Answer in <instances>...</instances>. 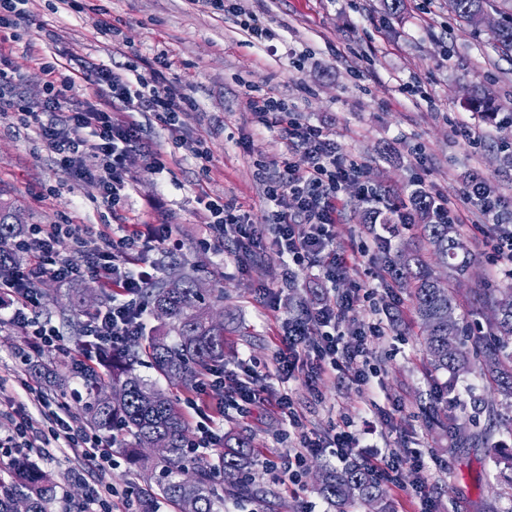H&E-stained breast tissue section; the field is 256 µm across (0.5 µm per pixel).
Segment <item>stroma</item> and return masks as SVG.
I'll return each instance as SVG.
<instances>
[{"label":"stroma","mask_w":512,"mask_h":512,"mask_svg":"<svg viewBox=\"0 0 512 512\" xmlns=\"http://www.w3.org/2000/svg\"><path fill=\"white\" fill-rule=\"evenodd\" d=\"M112 23L100 32L96 17L77 13L65 0H29L28 24L5 40L14 71L0 94L38 104L45 96L41 61L71 53L113 68L129 58L151 60L157 49L169 52L167 78L174 91L187 92L195 107L180 116L178 138H171L153 114H138L144 138L167 156L168 173L152 178L140 155H131L127 180L132 189L116 212L83 181L57 165L49 147L23 128L13 110H0V196L11 199L22 224H170L177 248L143 252L131 262L167 259L191 274L206 293L223 292L213 314L224 323L225 370L240 371L253 360L272 363L287 318L312 306V270L299 271L294 283L283 279V260L272 247L234 256L231 245L209 234L201 215L202 197L224 200L252 223L269 224L276 207L257 178L259 166L275 167L284 151L279 130L255 132L245 109L249 91L285 100L301 118L324 125L347 160L360 166L357 180L341 193L342 208L332 229L337 250L364 248L355 271L337 280L336 290L375 283L386 255L423 249L417 226L400 229L386 249L372 247L364 224L369 208L407 202L412 191L456 200L467 217L459 231L474 254L471 277L452 282L457 315L471 327L484 326L471 290L475 285L502 288L512 282L494 271L496 262L482 219L463 196L472 177L486 180L512 203V53L502 51L491 24L471 27L449 14L446 0H404L396 15H386L384 0H240L270 35L256 40L234 17L204 13L190 0H99ZM483 86L500 106L497 122L473 112L467 99ZM207 151L201 170L194 150ZM379 191L373 202L360 200L361 187ZM70 286L47 280L40 285L39 311L58 328L63 342L78 350L75 327L83 314L61 315ZM378 307L395 322L386 335L373 337L376 371L369 389L344 374L324 376L318 391L303 378L287 388L309 432L326 437L331 425L355 421L363 444L405 456L417 451L447 462L433 472L428 494L436 512H512V486L495 462L494 445L512 446V408L479 371L452 376L434 371L423 345L411 290L394 285L379 293ZM400 406L392 423L375 407ZM447 411L444 425H428L425 409ZM224 429L251 438L257 450L251 479L266 491L264 500L225 501L224 512H336L317 491L327 452L306 456L298 485H284L269 462L291 443L288 428L262 407L241 415L228 411ZM72 504L84 503L99 478L123 491L138 485L128 462L99 475L76 455L52 451L41 458Z\"/></svg>","instance_id":"stroma-1"}]
</instances>
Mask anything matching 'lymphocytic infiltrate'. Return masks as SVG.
Returning a JSON list of instances; mask_svg holds the SVG:
<instances>
[{
  "mask_svg": "<svg viewBox=\"0 0 512 512\" xmlns=\"http://www.w3.org/2000/svg\"><path fill=\"white\" fill-rule=\"evenodd\" d=\"M172 61L166 50H158L148 63V74L138 84H130L124 75L112 68L79 56L45 63L49 77L47 94L38 105L19 108L15 99L0 96V107L19 108L21 124L31 129L56 154L61 170L89 184L108 208L125 197L129 183L125 179L126 162L131 153H139L149 175L166 172L161 150L144 141L135 113H154L170 133H177L179 115L190 105L187 94H174L166 73ZM86 81L95 88V100L74 105L70 92L76 83ZM247 109L256 126L279 128L285 145V157L276 170L260 169L266 184L268 200L278 203L275 222L270 232L245 222L232 207L219 200L205 205V219L215 238L232 236L236 249L270 237L271 244L285 259L283 277L293 281L298 270L317 267L327 281L349 273L355 265L354 254L331 249V229L336 222L339 192L355 179L358 169L345 163L339 146L323 127L300 121L287 104L274 96L249 95ZM303 152L308 158L305 170H297L290 161L292 154ZM463 195L494 225V249L498 262L512 265V225L504 223V203L485 180H472ZM76 237L84 248L63 255L55 244L60 234ZM174 230L169 224H135L116 233L91 224H34L15 242L14 249L23 254L21 263L0 270V298L12 307L9 325L19 328L29 347L43 351H61L58 330L36 314L38 286L52 279L73 283L93 276L109 294L102 309L88 313L83 334L88 342L123 349L127 341L142 335L146 329L147 310L138 302L140 294L156 277L155 266L131 270L127 255L136 246L158 248L176 246ZM393 276L384 272L378 285L356 284L352 291L336 294L323 291L317 305L303 318L284 320V347L275 357V375L288 382L299 369L303 352L313 351L316 363L307 374L309 387H316L326 374L339 371L361 388H368L374 371L369 336H382L386 325L374 301L382 290H391ZM366 313L367 327L348 337L336 335L335 329L349 314ZM323 328L320 344L309 346L311 327ZM255 373L248 365L242 374H229L208 368L198 380L199 390L220 391L224 399L219 408H209L200 399H189L195 426L192 448H217L222 438L215 430L217 418L225 409L245 412L251 406L265 405L272 413L288 419L294 430V444L280 456L275 467L289 484H297L298 468L306 455L330 446L339 461L349 459L360 446V432L353 422L335 425L330 442H323L305 430L289 394L270 391L264 394L250 387ZM0 396L10 406L16 420L13 434L0 435V454L11 455L13 449L44 455L46 447L68 450L87 461L98 471H106L115 462L111 439L102 437L77 423L65 403L50 400L34 388L23 371L0 376ZM38 407L48 422V435L43 445L29 442L28 405ZM379 482L387 488L399 486V472L411 467L417 475V493L422 494L421 512H433L431 500L425 499L429 466L417 452L394 457L374 450L362 458Z\"/></svg>",
  "mask_w": 512,
  "mask_h": 512,
  "instance_id": "1",
  "label": "lymphocytic infiltrate"
}]
</instances>
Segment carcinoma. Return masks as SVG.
Masks as SVG:
<instances>
[{
	"label": "carcinoma",
	"mask_w": 512,
	"mask_h": 512,
	"mask_svg": "<svg viewBox=\"0 0 512 512\" xmlns=\"http://www.w3.org/2000/svg\"><path fill=\"white\" fill-rule=\"evenodd\" d=\"M488 0H448V10L471 26L480 25V14ZM499 47L512 51V14L500 22ZM472 106L494 115V105L481 89L473 91ZM416 212L420 232L426 239L435 264L450 270L456 279L465 277L473 253L453 224L436 218V201L423 191L409 199ZM23 232L17 224L15 207L0 201V258L9 255L6 245ZM394 279L413 285L414 309L426 335L425 350L436 370L465 373L470 369V334L456 320L448 323V309L456 308L450 289L444 287L433 265L419 254H398L386 260ZM512 287L475 291L480 308L488 315V336L479 350L482 368L496 385L498 394L512 402V302L504 298ZM153 312L164 318L152 329L146 342L114 353L100 348L103 369L87 381L89 402L85 405L86 423L95 431L108 434L127 450L128 461L154 482L143 492L139 512H158L170 504L175 512H224V496L249 500L257 497L246 480L253 461L249 437L224 439L216 461L191 455L189 424L175 400L137 372L147 358L156 373L168 383L188 384L213 363L224 358V323L213 320L211 307L202 302L194 278L179 275L159 280L143 293ZM456 338L448 347V337ZM122 392L104 402L99 397L103 386ZM162 441L167 452L151 456L144 453L150 441ZM319 493L340 512L355 504L369 512H390L386 493L373 473L354 461L343 469L322 473ZM57 501V482L32 459L21 455L7 466H0V512H52Z\"/></svg>",
	"instance_id": "cac0c4a2"
}]
</instances>
